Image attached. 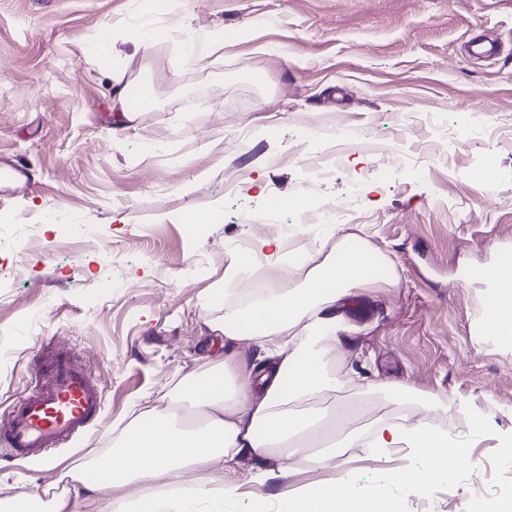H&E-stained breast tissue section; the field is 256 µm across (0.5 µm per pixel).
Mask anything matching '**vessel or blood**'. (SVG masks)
<instances>
[{
    "label": "vessel or blood",
    "mask_w": 512,
    "mask_h": 512,
    "mask_svg": "<svg viewBox=\"0 0 512 512\" xmlns=\"http://www.w3.org/2000/svg\"><path fill=\"white\" fill-rule=\"evenodd\" d=\"M499 275L491 288L512 300V249L497 257ZM32 387L14 404L0 443L13 457H51L85 432L102 411V395L86 370L67 352L46 357Z\"/></svg>",
    "instance_id": "b4317fda"
}]
</instances>
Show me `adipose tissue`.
<instances>
[{
  "instance_id": "1",
  "label": "adipose tissue",
  "mask_w": 512,
  "mask_h": 512,
  "mask_svg": "<svg viewBox=\"0 0 512 512\" xmlns=\"http://www.w3.org/2000/svg\"><path fill=\"white\" fill-rule=\"evenodd\" d=\"M300 285L226 310L224 342H248L252 364L236 354L185 377V392L197 423L179 424L173 408L154 411L121 432L116 448L87 470L71 471L83 489L108 497L110 512H224L236 497L233 481L241 460L251 455L298 456L325 468L359 439L357 429L336 423L335 411L310 408L313 398L346 387L326 357L344 325L336 304L353 291L390 287L398 274L386 255L369 244L348 250L344 243L326 255H306L286 268ZM376 448H416L415 462L389 471L388 483L425 491L454 472L462 451L435 425L390 422L371 433ZM221 464L227 477L221 494L189 482L187 470ZM279 512H397L394 500L361 490L349 470L331 483L300 489L282 499Z\"/></svg>"
}]
</instances>
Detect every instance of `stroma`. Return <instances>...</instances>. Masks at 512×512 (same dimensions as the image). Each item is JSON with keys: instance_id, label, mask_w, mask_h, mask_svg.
I'll list each match as a JSON object with an SVG mask.
<instances>
[{"instance_id": "obj_1", "label": "stroma", "mask_w": 512, "mask_h": 512, "mask_svg": "<svg viewBox=\"0 0 512 512\" xmlns=\"http://www.w3.org/2000/svg\"><path fill=\"white\" fill-rule=\"evenodd\" d=\"M138 27L166 40L138 44ZM233 42L193 64L190 44ZM151 87L154 100L114 129L112 79L94 56ZM0 172L27 190H0V424L48 350H65L96 382L104 409L53 462H18L0 447V481L42 502L72 494L69 472L105 456L138 414L167 405L163 386L224 357L211 321L242 299L240 256L263 262L261 239L289 248L295 214L266 216L272 193L300 197L309 141L339 126L365 135L314 195L345 205V232L395 266L396 286L337 303L349 340L330 349L338 377L373 354L379 377L439 396L481 425L463 444L453 485L422 494L383 483L414 449L355 447L337 457L359 485L383 488L399 512H486L512 498L497 459L512 454V346L484 340L490 290L474 270L512 249V183L478 187L487 167L512 172V0H0ZM473 113L482 138L449 150L448 115ZM422 162L405 179L397 155ZM392 166L388 179L374 177ZM268 225L266 236L255 225ZM364 426L418 403L369 398ZM224 512L332 478L293 457L291 475L249 483Z\"/></svg>"}]
</instances>
